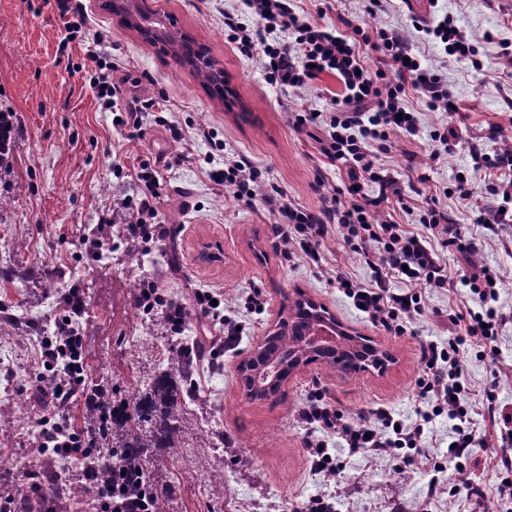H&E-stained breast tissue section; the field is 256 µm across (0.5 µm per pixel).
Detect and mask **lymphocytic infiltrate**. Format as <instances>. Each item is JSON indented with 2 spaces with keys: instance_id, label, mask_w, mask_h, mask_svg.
Here are the masks:
<instances>
[{
  "instance_id": "1",
  "label": "lymphocytic infiltrate",
  "mask_w": 512,
  "mask_h": 512,
  "mask_svg": "<svg viewBox=\"0 0 512 512\" xmlns=\"http://www.w3.org/2000/svg\"><path fill=\"white\" fill-rule=\"evenodd\" d=\"M383 2L367 0L365 16L377 15ZM243 5L241 13H225L224 31L242 56L259 60L269 84L301 89L325 74L335 76L340 83L341 92L331 99L334 111L318 144L328 163L345 165L346 176L341 186L330 188L324 174H316L313 189L320 204L315 208L301 206L280 188H265L263 171L243 153L226 158L218 168L213 165V156L203 157V164L210 167V179L232 188L236 201L262 203L275 218L271 226L274 237L288 246L285 259H292L290 246L295 243L306 258L320 262L322 242L339 233L364 257L373 279L363 284L339 271L332 281L354 305L362 306L373 324L386 331L406 333L413 320L422 315L420 288L424 285L442 287L457 281L481 303L480 311L449 314V322L459 328L449 341L421 344L424 373L416 389L425 405L416 409L414 423H398L393 413L382 407L372 410L368 422H355L319 393L313 394L301 410L300 419L307 430L335 432L350 454L367 451L382 458L402 459L411 467L417 463L415 453L422 448L425 427L444 416L451 425L448 463L453 467L467 465L477 440L469 391L461 380V357L469 344L488 347L497 340L504 320L497 306L499 280L475 265L459 278L449 277L434 240L466 256L477 246L460 227L450 224L447 211L436 198L426 200L420 211L422 232L382 219V206L396 189L376 164L378 152L387 150L391 135L399 133L410 139L419 132V119L407 105L408 96H415L427 110L447 113L450 118L429 135V158L433 161L460 139L454 123L460 111L458 102L447 81L423 65L408 36L399 30H368L365 16L358 15L340 16L339 27L329 28L312 22L297 0H243ZM415 29L422 32L425 41L442 43L448 56L458 60L481 51L493 54L502 59L507 76L512 77V40L489 35L483 43H475L450 16L443 17L441 24L419 23ZM365 49L379 54L382 69H365L361 60ZM137 178L140 196L124 200L135 214L131 231L148 241L163 238L168 229L160 224L155 206L160 185L157 171L143 166ZM393 274L406 281V289L388 287ZM35 365L53 371L55 376L51 402L56 412L53 421H40L39 435L44 444L52 446L67 471L78 473L90 484V512H145L139 499H119L101 489L95 474L82 465L83 452L94 451L97 439L94 434L73 429L65 414L84 376L80 338L70 316L56 320L52 335L40 338Z\"/></svg>"
}]
</instances>
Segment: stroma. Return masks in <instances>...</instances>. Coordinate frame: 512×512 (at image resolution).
Masks as SVG:
<instances>
[{
  "mask_svg": "<svg viewBox=\"0 0 512 512\" xmlns=\"http://www.w3.org/2000/svg\"><path fill=\"white\" fill-rule=\"evenodd\" d=\"M89 33L103 34L107 58L117 63L112 81L121 90L118 103L154 100L142 113V134L127 139L112 125L111 110L102 108L89 77L96 66L86 48L72 38L55 0H0V109L13 112L21 129L14 151L11 179L22 185L0 224V268L25 275L44 267L57 272L64 288L79 289L87 378L105 385L129 381L137 363L157 362L166 349L208 342L215 329L210 319L192 310L195 288L208 286L224 293L223 315L242 323L238 347L225 353L223 364L209 367L198 361L192 380L195 402L186 417L196 438L177 453L161 451L155 475L176 486L168 512H303L316 494L331 497L337 512H471L447 493L427 498L430 478L447 484L454 475H432L428 466L405 468L395 480V460L367 453L349 455L337 449L343 467L335 476L310 471L306 433L297 421L299 410L313 390L354 420L385 405L405 422L415 418V383L421 373L419 347L427 340L444 341L453 328L449 308L479 309L465 288H429L425 313L407 333L395 335L372 324L357 311L318 268H340L355 281L369 282L364 261L332 236L320 247L321 265L305 256L285 261L282 246L261 206L234 199L230 189L210 180L198 162L205 154L243 152L266 172L267 184L287 192L297 203L313 206L318 197L311 185L320 165L317 137L322 127L296 131L294 112L325 111L339 85L322 76L311 86L282 90L268 84L258 61L240 55L224 34V14L241 7L240 0H145L165 16L171 30L189 35L205 47L224 69L229 88L226 100L210 97L188 69L179 66L163 45L143 42L139 32L119 22L104 0H77ZM453 16L458 26L477 38L512 29V0H388L384 12L368 18L372 27L412 32L414 21L436 22ZM426 65L448 82L464 116L462 140L431 164L422 158L424 138L447 122L443 112L420 110V137L406 142L391 136L389 150L378 164L398 181L400 196L390 197L383 209L410 231H421V196L438 197L454 223L475 238L478 250L470 257L440 248L450 276L475 263L501 281L499 305L505 316L496 341L497 355L469 347L463 380L471 390L472 419L477 435L490 425L482 418L484 392L496 388L512 413V223L490 234L476 224L479 211L496 210L502 196L486 192L476 177L473 196L461 202L444 197L443 190L457 173L472 170L468 146L493 153L490 137L498 125L512 136V80L505 77L494 56L478 54L476 61L450 59L442 45L416 42ZM209 127L212 141L177 140L171 127ZM178 158L162 174L155 204L169 237L143 245L142 274L156 282L169 300L190 306L182 332L158 328L151 315H134L133 299L125 284L120 230L129 221L124 197L136 195L135 173L144 163ZM104 228L106 257L93 261L87 240ZM304 291L324 304L352 333L374 339L396 358L384 374H345L314 363L294 373L280 400L252 401L239 388L235 366L244 353L279 320L291 313V300ZM262 293L263 312L252 311L249 300ZM11 301L18 326L0 333V479L17 482L20 469L37 466L40 480L57 474V457L42 452L34 426L50 408L36 398L39 384L32 362L39 337L54 330L64 314L57 296L35 288L25 293L0 294ZM220 434L240 448V459L226 466L220 448L201 446L198 437ZM502 452L500 442L487 439L475 448L466 475L490 492L486 512H512V503H498L492 488V465ZM223 486L222 499H213V486Z\"/></svg>",
  "mask_w": 512,
  "mask_h": 512,
  "instance_id": "1",
  "label": "stroma"
}]
</instances>
